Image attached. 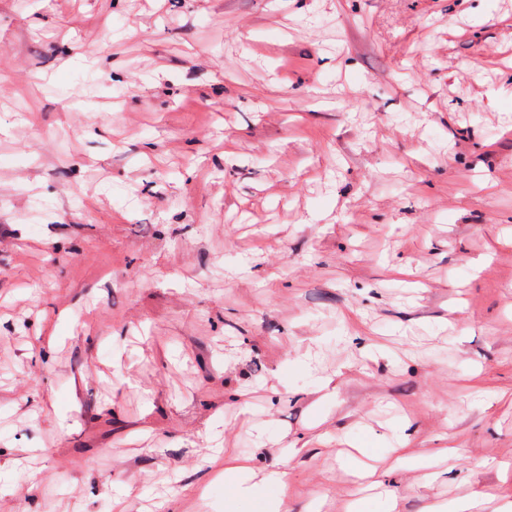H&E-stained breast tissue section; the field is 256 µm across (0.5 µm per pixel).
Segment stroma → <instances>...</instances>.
I'll use <instances>...</instances> for the list:
<instances>
[{
  "label": "stroma",
  "instance_id": "stroma-1",
  "mask_svg": "<svg viewBox=\"0 0 512 512\" xmlns=\"http://www.w3.org/2000/svg\"><path fill=\"white\" fill-rule=\"evenodd\" d=\"M357 6L0 0V512H512V0Z\"/></svg>",
  "mask_w": 512,
  "mask_h": 512
}]
</instances>
